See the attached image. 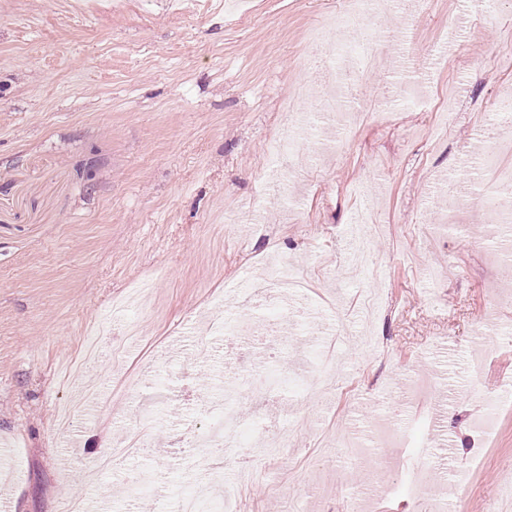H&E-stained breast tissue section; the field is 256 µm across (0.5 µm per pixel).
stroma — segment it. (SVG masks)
<instances>
[{
  "mask_svg": "<svg viewBox=\"0 0 512 512\" xmlns=\"http://www.w3.org/2000/svg\"><path fill=\"white\" fill-rule=\"evenodd\" d=\"M346 0H0V489L12 512H67L72 494L108 500L110 512H170L189 489L208 486V449L177 443L207 429L221 396L223 363L190 361L194 338L219 313L243 325L269 317L251 297L281 262L308 291L305 341L278 346L289 372L311 379L338 353L333 389L273 382L244 372L226 396L243 421L265 423L258 394L279 391L288 419L280 457L242 448L256 468L240 512H350V493L384 458L357 464L336 437L366 430L379 395L399 406L405 386L446 402L439 431L426 420L398 439L401 463L431 457L419 498L446 490L462 512H488L512 480V403L473 453L471 422L512 382V304L490 291L512 286V264L478 240L490 222L477 206L449 211L436 173L466 175L473 149L494 152V116L512 92V0H421L408 15L414 40L359 88V106L405 79L415 60V100L385 123L365 116L352 131L329 124L344 145L308 147L286 126L281 104L300 85L316 109L327 91L301 60L307 33L331 29ZM465 51L438 41L449 23ZM304 144L295 206L269 189L264 150L283 132ZM381 227L362 249L360 213ZM112 334L82 375L103 402L57 432L78 399L61 381L89 326ZM129 374V393L114 390ZM148 434L132 459L97 468L123 433ZM156 492L135 499L129 479Z\"/></svg>",
  "mask_w": 512,
  "mask_h": 512,
  "instance_id": "1",
  "label": "stroma"
}]
</instances>
